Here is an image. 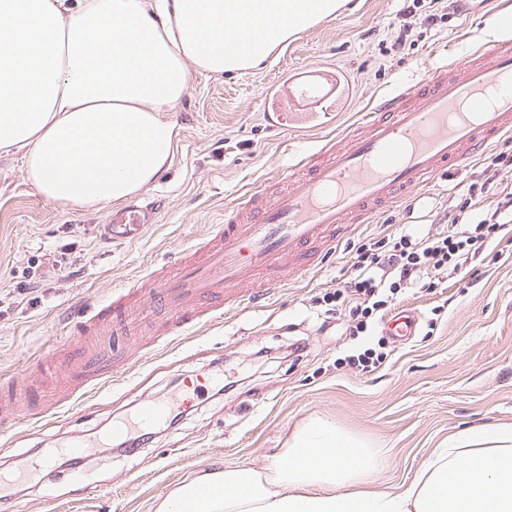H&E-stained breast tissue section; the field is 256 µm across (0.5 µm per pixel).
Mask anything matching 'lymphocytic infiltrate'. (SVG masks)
<instances>
[{
	"mask_svg": "<svg viewBox=\"0 0 512 512\" xmlns=\"http://www.w3.org/2000/svg\"><path fill=\"white\" fill-rule=\"evenodd\" d=\"M402 19L392 27V49L411 41L416 23L435 26L448 17V0H412ZM505 153L491 155L480 181L472 183L468 197L454 206L447 223L421 229L408 224L383 236L366 237L355 246L353 261L336 290L322 296L346 313L353 340L344 349L345 362L366 374L377 370L389 355V341L377 337L385 314L408 293L431 289L459 276L463 267L479 259L497 240L512 213V187L496 178L500 167L511 164Z\"/></svg>",
	"mask_w": 512,
	"mask_h": 512,
	"instance_id": "obj_1",
	"label": "lymphocytic infiltrate"
}]
</instances>
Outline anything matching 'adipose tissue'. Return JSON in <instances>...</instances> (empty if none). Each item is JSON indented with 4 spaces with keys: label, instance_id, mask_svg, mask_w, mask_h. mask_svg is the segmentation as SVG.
Here are the masks:
<instances>
[{
    "label": "adipose tissue",
    "instance_id": "obj_1",
    "mask_svg": "<svg viewBox=\"0 0 512 512\" xmlns=\"http://www.w3.org/2000/svg\"><path fill=\"white\" fill-rule=\"evenodd\" d=\"M289 0H0V155H21L46 200L84 209L152 185L174 155L192 73L251 70L291 32L228 43L242 18ZM387 449L316 418L260 468L199 477L206 512H512V425H474L433 449L410 484H370Z\"/></svg>",
    "mask_w": 512,
    "mask_h": 512
}]
</instances>
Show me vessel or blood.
Wrapping results in <instances>:
<instances>
[{
    "label": "vessel or blood",
    "instance_id": "1",
    "mask_svg": "<svg viewBox=\"0 0 512 512\" xmlns=\"http://www.w3.org/2000/svg\"><path fill=\"white\" fill-rule=\"evenodd\" d=\"M350 84L347 73L307 66L288 70L266 91L268 125L322 132L325 140L277 176V189L245 195L195 245L114 292L85 320L82 341L64 360L62 382L99 387L114 372V344H136L145 333L171 337L207 324L218 310L240 309L249 300L239 291L254 277L282 288L307 276L338 236L512 134V37L421 70L413 83L380 98L358 124L339 132ZM156 210L145 199L130 202L112 213L105 230L117 239L137 237ZM181 380L177 404L183 407L217 382L194 372ZM172 406L147 401L133 420L113 427V437L149 428ZM53 461L40 457L13 474L12 483L35 484L53 501L47 483Z\"/></svg>",
    "mask_w": 512,
    "mask_h": 512
}]
</instances>
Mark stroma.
Masks as SVG:
<instances>
[{
    "label": "stroma",
    "instance_id": "1",
    "mask_svg": "<svg viewBox=\"0 0 512 512\" xmlns=\"http://www.w3.org/2000/svg\"><path fill=\"white\" fill-rule=\"evenodd\" d=\"M403 0H359L354 11L314 32L292 36L268 61L246 74L196 73L175 117L179 141L170 168L145 190L157 218L135 239L114 241L103 225L111 207L84 210L47 201L26 181L19 156H0V380L37 382L45 360L66 345L114 289L163 264L219 223L238 198L275 178L319 133L275 129L262 117L263 94L288 68L322 65L354 79L344 124L392 90L411 83L432 52L486 41L489 14L512 15V0H473L469 13L419 27L414 41L390 48ZM483 160L362 225L328 251L305 279L268 293L251 308L177 338L134 347L127 368L72 405L39 416H15L0 431V472L30 465L75 435H96L143 401L179 388L188 371L222 375L223 399L203 396L171 426L160 423L133 447L92 449L93 462L56 465L52 503L36 488L0 490V512H158L176 485L216 464L258 468L279 456L301 423L326 417L389 448L375 482L408 484L450 433L473 424H512V233L489 244L485 261L464 268L462 283L421 290L398 303L413 311L417 334L397 340L386 362L363 375L335 367L348 343L345 319L323 313L315 297L334 291L353 246L407 224H442L464 199ZM442 318L427 322L434 308ZM300 344V355H287ZM85 470V491L69 481Z\"/></svg>",
    "mask_w": 512,
    "mask_h": 512
}]
</instances>
